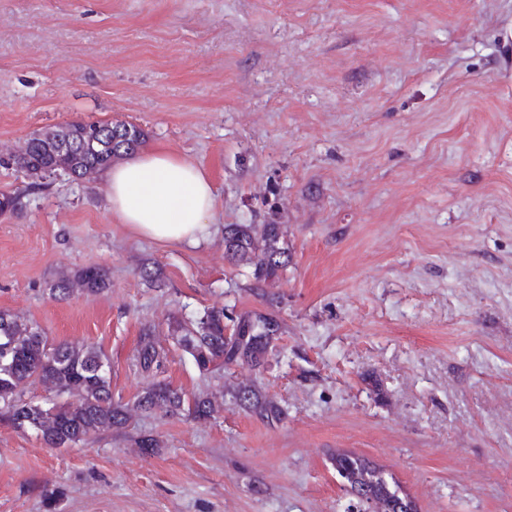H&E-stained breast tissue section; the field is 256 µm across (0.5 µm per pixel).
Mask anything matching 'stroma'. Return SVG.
<instances>
[{"instance_id":"stroma-1","label":"stroma","mask_w":512,"mask_h":512,"mask_svg":"<svg viewBox=\"0 0 512 512\" xmlns=\"http://www.w3.org/2000/svg\"><path fill=\"white\" fill-rule=\"evenodd\" d=\"M79 120L202 168L212 233L150 241L112 216L105 175L0 166L20 198L0 310L96 344L126 402L154 325L165 380L223 412L136 413L59 449L0 418V512H359L339 452L417 512H512V0H0V157ZM228 224L287 226L276 306L225 257ZM86 266L109 288L52 297ZM213 306L275 311L264 371L204 375L178 349L170 321ZM250 380L278 426L223 396Z\"/></svg>"}]
</instances>
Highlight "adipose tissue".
Segmentation results:
<instances>
[{
	"label": "adipose tissue",
	"instance_id": "adipose-tissue-1",
	"mask_svg": "<svg viewBox=\"0 0 512 512\" xmlns=\"http://www.w3.org/2000/svg\"><path fill=\"white\" fill-rule=\"evenodd\" d=\"M107 181L113 215L138 234L187 246L209 236L215 192L192 162L157 148L112 165Z\"/></svg>",
	"mask_w": 512,
	"mask_h": 512
}]
</instances>
